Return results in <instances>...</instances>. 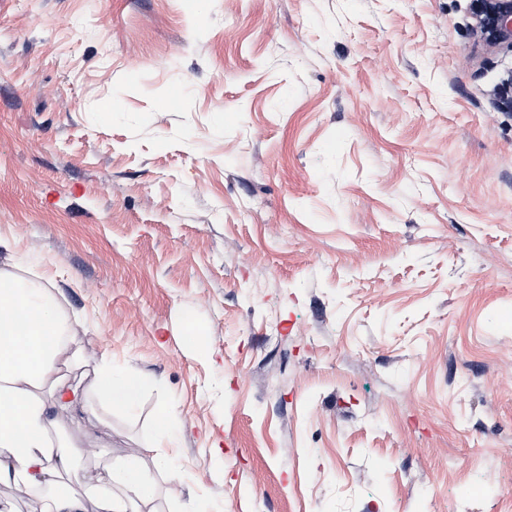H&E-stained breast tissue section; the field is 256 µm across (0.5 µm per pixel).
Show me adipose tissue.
Instances as JSON below:
<instances>
[{
  "instance_id": "ef3b65f1",
  "label": "adipose tissue",
  "mask_w": 512,
  "mask_h": 512,
  "mask_svg": "<svg viewBox=\"0 0 512 512\" xmlns=\"http://www.w3.org/2000/svg\"><path fill=\"white\" fill-rule=\"evenodd\" d=\"M75 326L62 311L35 264L0 268V484L25 488L38 512H144L155 495L138 454L80 468L82 453L61 423L72 414L58 363L70 352ZM96 393L110 408L135 411L139 390L102 369Z\"/></svg>"
}]
</instances>
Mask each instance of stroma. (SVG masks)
Here are the masks:
<instances>
[{"mask_svg":"<svg viewBox=\"0 0 512 512\" xmlns=\"http://www.w3.org/2000/svg\"><path fill=\"white\" fill-rule=\"evenodd\" d=\"M469 6L0 0V264L72 386L140 385L85 464L139 449L151 512H512V52Z\"/></svg>","mask_w":512,"mask_h":512,"instance_id":"1","label":"stroma"}]
</instances>
